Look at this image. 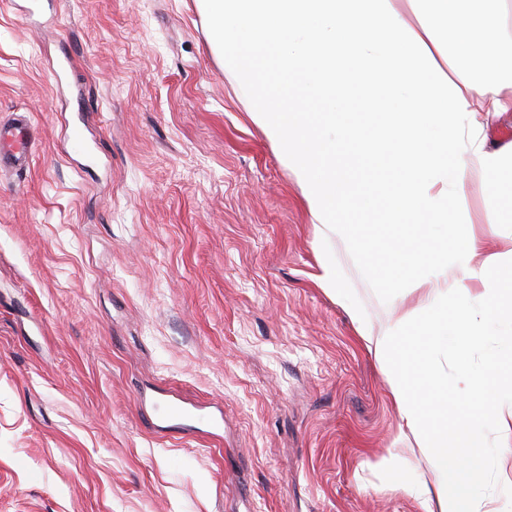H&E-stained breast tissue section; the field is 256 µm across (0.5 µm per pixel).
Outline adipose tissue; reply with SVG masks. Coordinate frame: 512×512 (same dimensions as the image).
<instances>
[{
	"instance_id": "adipose-tissue-1",
	"label": "adipose tissue",
	"mask_w": 512,
	"mask_h": 512,
	"mask_svg": "<svg viewBox=\"0 0 512 512\" xmlns=\"http://www.w3.org/2000/svg\"><path fill=\"white\" fill-rule=\"evenodd\" d=\"M211 44L224 60L251 119L276 146L307 201L318 244L346 233L337 218L348 184L336 163L350 147L367 150L357 122L337 124L331 107L346 99L377 117L401 179L388 193L387 224L419 227L407 267L424 291L423 323L403 354L391 326L375 335L352 300L335 259L321 252L322 286L349 314L358 337L382 364L400 430L438 474L405 485L420 512H485L464 502L444 475L461 469L484 480L476 458L489 446L512 449V247L486 252L475 238L449 246L461 215L481 190L494 223L499 174L512 148L491 149L482 125L464 114L512 112V0H197ZM457 155L449 163V155ZM483 346L478 371L468 351ZM459 377L448 382L447 357ZM495 433L488 444L487 433Z\"/></svg>"
}]
</instances>
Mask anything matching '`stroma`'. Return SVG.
Wrapping results in <instances>:
<instances>
[{"mask_svg": "<svg viewBox=\"0 0 512 512\" xmlns=\"http://www.w3.org/2000/svg\"><path fill=\"white\" fill-rule=\"evenodd\" d=\"M0 0V118L28 115V168L0 173V512H418L384 370L319 285L296 177L240 102L195 0ZM389 186L380 142L346 162ZM482 196L455 236L512 240ZM328 244L375 332L421 321L410 224ZM173 394L205 422L166 420ZM476 497L512 512V453Z\"/></svg>", "mask_w": 512, "mask_h": 512, "instance_id": "1", "label": "stroma"}]
</instances>
